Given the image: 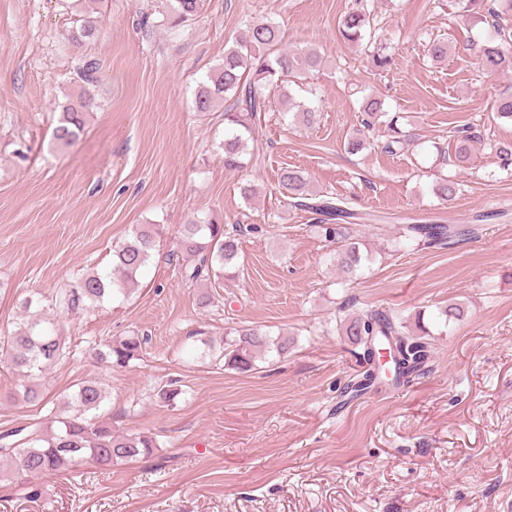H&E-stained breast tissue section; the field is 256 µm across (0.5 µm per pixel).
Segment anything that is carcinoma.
Returning a JSON list of instances; mask_svg holds the SVG:
<instances>
[{
    "label": "carcinoma",
    "mask_w": 512,
    "mask_h": 512,
    "mask_svg": "<svg viewBox=\"0 0 512 512\" xmlns=\"http://www.w3.org/2000/svg\"><path fill=\"white\" fill-rule=\"evenodd\" d=\"M448 6L465 13L475 23L491 21L493 34L479 48L480 65L490 72L512 71V32L501 23L502 16L512 14V0H448ZM203 7V0H169L166 21L173 27L183 26ZM97 32V21L86 14L72 31L71 39L89 41ZM338 34L343 42L363 48L376 67L391 64L381 27L368 8V0H353L338 20ZM280 43V31L275 23L268 20L250 23L224 51L222 63L207 74L196 93L195 107L199 112L212 111L228 96L233 99L232 106L224 108V141L220 144L224 168L228 170L261 164L263 147L255 139V128L271 110V94L284 82L304 85L321 67L322 56L317 50L287 52L280 48ZM427 56L434 63L444 61L448 57V41L435 38L428 42ZM98 73L91 59L80 61L76 67L77 78L89 86L97 83ZM92 106V97L81 96L77 103L62 107L53 131L56 145L67 147L77 141ZM295 107L293 120L305 125L315 123L314 108L303 102ZM360 111L364 138L348 142V149L365 148L370 140L369 132L381 127L385 133L382 151L396 155L409 150L411 136L399 126L400 116L384 110L382 99L364 98ZM478 145L495 151L505 164H512V144L485 141L471 126L458 129L455 162L469 163ZM278 183L283 195L291 199L289 205L311 213L312 226L324 231L325 237L336 244L334 260L341 272L348 277L356 274L362 256L357 243L351 241L349 226L363 219V215L336 197L309 191L307 178L299 170L281 169ZM459 191L460 184L448 178H440L433 185L434 196L445 202L455 198ZM249 230V224L229 225L210 216L181 225L169 261L179 265L186 287L205 289L199 298L200 305L209 307L220 302L215 289L224 287V280L235 277L233 270L241 237ZM157 231L155 224L136 225L129 239L113 250L112 269L88 272L61 289L55 295V306L64 315L76 314L118 295L127 296L153 260ZM456 235L455 228L447 224H408L402 237L429 246H444ZM336 319L341 334L362 350L363 359V371L346 387L344 394L353 398L362 396L388 382L405 386L425 373L434 349L425 339L429 332L411 334L401 316L370 308L354 315L340 309ZM143 343L140 336H126L113 342L95 343L92 349L97 362L110 368L124 367L139 356ZM290 344L286 336L273 339L257 328H236L234 338L224 341V364L241 373L250 372L261 355L272 349L284 355ZM382 349L388 350L391 358L387 367L379 362ZM69 355L71 351L56 318L40 316L29 320L26 329L9 337L6 344L11 365L27 377L42 373ZM105 401V392L97 382L82 381L66 396L65 406L72 412L53 414L45 423L1 431L0 479L16 471L30 476L70 472L83 463L108 469L122 462L148 458L162 447L152 435H128L114 430L112 422L99 414Z\"/></svg>",
    "instance_id": "carcinoma-1"
}]
</instances>
